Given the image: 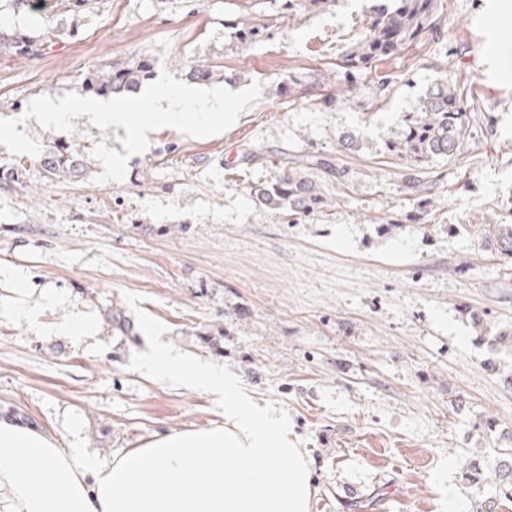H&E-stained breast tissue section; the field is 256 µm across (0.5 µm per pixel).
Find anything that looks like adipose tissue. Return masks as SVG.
I'll use <instances>...</instances> for the list:
<instances>
[{
    "label": "adipose tissue",
    "instance_id": "obj_1",
    "mask_svg": "<svg viewBox=\"0 0 512 512\" xmlns=\"http://www.w3.org/2000/svg\"><path fill=\"white\" fill-rule=\"evenodd\" d=\"M146 365L221 396L229 426L169 434L103 463L0 411V512H311L302 449L265 413L242 415L233 381L158 343ZM277 458L287 469L273 471Z\"/></svg>",
    "mask_w": 512,
    "mask_h": 512
}]
</instances>
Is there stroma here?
<instances>
[{
  "mask_svg": "<svg viewBox=\"0 0 512 512\" xmlns=\"http://www.w3.org/2000/svg\"><path fill=\"white\" fill-rule=\"evenodd\" d=\"M376 6L100 0L67 18L73 38L0 53L7 119L145 56L179 80L204 61L223 66L230 90L263 85L220 134L155 130L119 182H97L95 160L82 177L51 179L0 145V409L104 462L226 424L222 400L143 367L158 335L285 425L312 471V512H440L451 494L461 512H480L489 491L463 462L512 442V387L487 371L493 353L468 317L512 327V265L477 231L507 221L500 203L512 196V42L490 20L512 28V0H442L427 39L343 77L336 63ZM441 79L460 87L472 135L461 156L430 164L431 205L414 223L386 145ZM25 120L45 151L69 140L122 148V130L85 115L71 135ZM349 130L353 153L338 144ZM299 156L329 159L345 176L314 171L328 204L292 224L258 209L253 188ZM21 286L23 306L13 301ZM113 306L133 333L111 332ZM76 316L92 323V339L58 333ZM488 418L496 427L485 435Z\"/></svg>",
  "mask_w": 512,
  "mask_h": 512,
  "instance_id": "obj_1",
  "label": "stroma"
}]
</instances>
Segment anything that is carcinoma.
<instances>
[{
	"label": "carcinoma",
	"instance_id": "carcinoma-1",
	"mask_svg": "<svg viewBox=\"0 0 512 512\" xmlns=\"http://www.w3.org/2000/svg\"><path fill=\"white\" fill-rule=\"evenodd\" d=\"M12 2L17 10L41 13L46 34L54 37L61 36L60 15H78L94 4V0ZM438 21V0H383L340 68L350 75L374 61L392 58L436 30ZM36 46L37 39L28 33L0 29L1 53L24 55L34 51ZM151 71L152 62L146 57L132 68L111 67L86 78L85 91L97 96L121 95L135 89ZM220 74L218 66L211 63L188 65L187 75L197 83L208 82ZM461 98L462 93L454 86L446 83L431 86L420 98L418 106L402 115L403 131L398 140L388 144V155L405 171L406 193L417 199L418 210L411 216L415 222L421 220V214L430 203V198L424 195L427 190L423 177L425 170L434 160L459 157L471 136L470 120L467 113L460 110ZM39 164L51 178L60 175L78 178L88 169L89 160L79 145L65 143L42 155ZM309 169L310 162L301 159L291 163L277 181L254 187L259 206L290 217L306 216L326 206L327 197L322 186L314 180ZM480 232L488 250L512 260V224H482ZM469 317L493 353L506 352L512 356V329L491 332L484 327L480 314L471 312ZM463 468L467 478L491 486L494 499L512 502V446L497 449L489 466L472 457L465 461Z\"/></svg>",
	"mask_w": 512,
	"mask_h": 512
}]
</instances>
